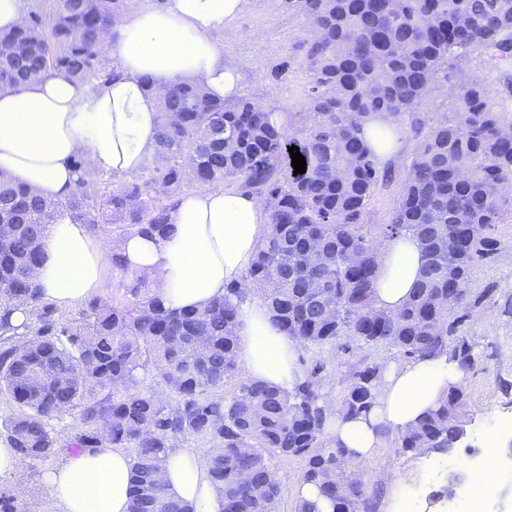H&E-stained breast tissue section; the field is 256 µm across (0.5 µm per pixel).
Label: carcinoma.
Masks as SVG:
<instances>
[{
	"instance_id": "obj_1",
	"label": "carcinoma",
	"mask_w": 512,
	"mask_h": 512,
	"mask_svg": "<svg viewBox=\"0 0 512 512\" xmlns=\"http://www.w3.org/2000/svg\"><path fill=\"white\" fill-rule=\"evenodd\" d=\"M128 0H32L24 26L0 33V87H17L48 71L94 87L112 79L102 30ZM317 28L298 44L311 75L306 112L278 113L246 100H218L194 80L160 101L156 151L161 166L130 177L95 209L100 186L74 160L78 178L66 199L45 204L27 187L0 179V222L14 226L0 250V393L11 407L6 440L22 460L109 445L133 451L129 512H193L168 497L159 474L181 440L204 445L224 512H275L276 460L299 457L301 482L315 485L333 512H373L362 478L346 475L345 449L328 436L330 421L368 416L376 406L379 367L356 373L339 409L323 402L321 366L305 371L291 393L251 380L224 393L235 376V286L201 309H166L153 284L113 255L119 298L90 301L64 323L43 303L28 271L42 259L51 224L67 218L94 232L110 224L120 236H165L184 188L255 193L269 212L264 247L245 273L279 330L322 349L346 337L387 346L409 359L446 354L465 376L472 346L443 298L460 290L468 306L473 267L494 251L493 227L512 195V90L495 98L469 73L474 55L497 68L512 63V0H288ZM454 79L455 109L422 115L432 87ZM381 117L391 134L414 135L415 147L382 241L415 236L425 264L409 298L395 310L375 306L374 241L366 203L391 177L364 139ZM306 159L294 175L288 148ZM25 306L23 333L11 324ZM151 376L152 383L145 381ZM463 384L450 387L418 424L397 433L404 452L447 451L465 428ZM79 410V426L51 422ZM348 485L347 493H339Z\"/></svg>"
}]
</instances>
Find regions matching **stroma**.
I'll list each match as a JSON object with an SVG mask.
<instances>
[{
  "mask_svg": "<svg viewBox=\"0 0 512 512\" xmlns=\"http://www.w3.org/2000/svg\"><path fill=\"white\" fill-rule=\"evenodd\" d=\"M305 19L288 11L283 0H252L250 10L235 23V35L224 52L236 60L243 96L281 112L306 108L309 75L298 44L306 38ZM399 183L378 184L365 210L370 237L396 203ZM496 251L476 265L470 277V304L463 312L459 334L472 346L475 362L465 380L467 434L438 461L402 451L395 434H387L364 467L365 492L374 496V512H387L398 484L435 494L449 481L468 485L487 457V443L496 440L501 461L498 479L486 489L481 512H512V217L495 228ZM303 367L322 362L319 375L324 398L341 402L356 372L368 366L387 368L402 357L385 346L342 344L317 352L300 349Z\"/></svg>",
  "mask_w": 512,
  "mask_h": 512,
  "instance_id": "35a3bbf8",
  "label": "stroma"
}]
</instances>
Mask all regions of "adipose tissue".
Returning <instances> with one entry per match:
<instances>
[{
	"instance_id": "1",
	"label": "adipose tissue",
	"mask_w": 512,
	"mask_h": 512,
	"mask_svg": "<svg viewBox=\"0 0 512 512\" xmlns=\"http://www.w3.org/2000/svg\"><path fill=\"white\" fill-rule=\"evenodd\" d=\"M251 0H162L117 17L104 33L115 61L109 83L89 91L63 72L0 90V177L29 187L44 202L72 192L75 158L89 171L118 178L153 163L160 97L178 80L199 82L210 96L237 100L243 91L237 63L224 41ZM269 214L253 194L224 188L182 192L167 237L130 234L109 246L84 224H51L35 270L44 302L67 309L104 287L121 255L129 271L153 281V296L173 309L200 308L239 284L263 244ZM377 304L394 309L419 281L424 256L416 237L403 235L378 250ZM238 362L251 380L293 391L304 379L297 362L301 342L276 328L265 304H241ZM459 380L447 356L392 366L380 383L369 417L336 419L331 437L347 464H363L386 433L406 430ZM132 461L118 448L65 454L48 475L44 493L58 512H129ZM168 495L195 512H224L202 452L176 447L162 474Z\"/></svg>"
}]
</instances>
